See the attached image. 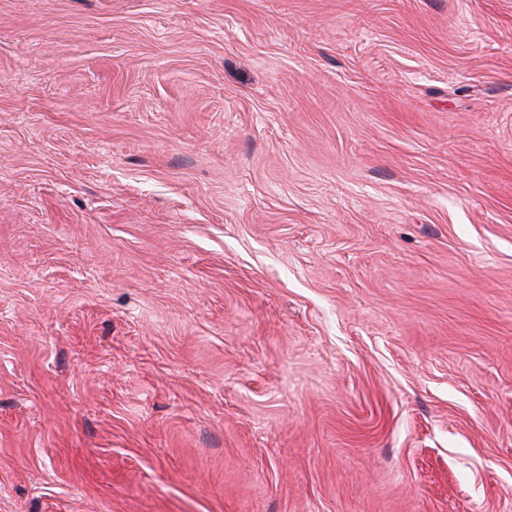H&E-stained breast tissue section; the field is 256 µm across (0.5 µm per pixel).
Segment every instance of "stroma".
<instances>
[{
  "mask_svg": "<svg viewBox=\"0 0 512 512\" xmlns=\"http://www.w3.org/2000/svg\"><path fill=\"white\" fill-rule=\"evenodd\" d=\"M0 512H512V0H0Z\"/></svg>",
  "mask_w": 512,
  "mask_h": 512,
  "instance_id": "obj_1",
  "label": "stroma"
}]
</instances>
